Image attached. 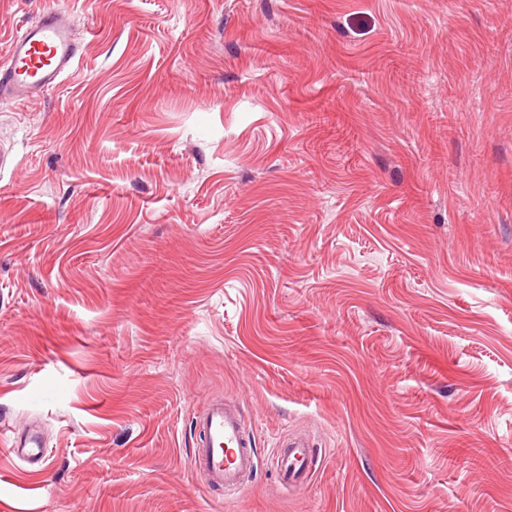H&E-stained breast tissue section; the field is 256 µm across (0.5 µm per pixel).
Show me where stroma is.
Listing matches in <instances>:
<instances>
[{
  "label": "stroma",
  "instance_id": "obj_1",
  "mask_svg": "<svg viewBox=\"0 0 512 512\" xmlns=\"http://www.w3.org/2000/svg\"><path fill=\"white\" fill-rule=\"evenodd\" d=\"M56 7L78 63L0 106V512H512V0H0V58ZM197 424L204 439L191 465L203 471L211 485L223 488L225 497L238 496L243 477L254 468L251 442L244 437L242 411L223 397L212 398ZM13 448H17L18 453L29 459L42 458L44 455L40 438L29 432L18 434L13 442ZM275 463L283 477L288 476L289 484L302 483L308 478L315 464L313 462L310 437L295 438L278 442Z\"/></svg>",
  "mask_w": 512,
  "mask_h": 512
}]
</instances>
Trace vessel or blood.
I'll return each mask as SVG.
<instances>
[{"instance_id":"b4317fda","label":"vessel or blood","mask_w":512,"mask_h":512,"mask_svg":"<svg viewBox=\"0 0 512 512\" xmlns=\"http://www.w3.org/2000/svg\"><path fill=\"white\" fill-rule=\"evenodd\" d=\"M75 17L64 9H50L11 41L0 59V103L18 104L61 83L78 58L73 39ZM203 442L191 464L203 471L226 497L240 494L242 479L254 468V452L244 437L245 417L224 398L211 399L197 419ZM310 438L279 442L275 463L289 483L303 482L314 462Z\"/></svg>"}]
</instances>
